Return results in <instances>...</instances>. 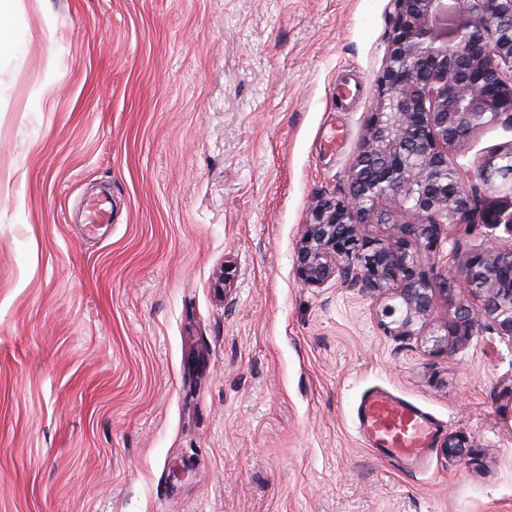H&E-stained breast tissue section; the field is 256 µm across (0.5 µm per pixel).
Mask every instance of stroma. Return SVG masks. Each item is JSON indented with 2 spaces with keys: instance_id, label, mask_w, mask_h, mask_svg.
I'll use <instances>...</instances> for the list:
<instances>
[{
  "instance_id": "1",
  "label": "stroma",
  "mask_w": 512,
  "mask_h": 512,
  "mask_svg": "<svg viewBox=\"0 0 512 512\" xmlns=\"http://www.w3.org/2000/svg\"><path fill=\"white\" fill-rule=\"evenodd\" d=\"M0 26V512H512V338L386 333L294 255L366 132L391 0H10ZM512 144L476 132L463 168ZM112 220L88 228V199ZM512 245L461 225L425 268ZM385 394L424 466L367 446ZM466 434L477 463L448 457ZM360 421L369 442L394 458H417L429 445V429L415 408L385 396L368 398Z\"/></svg>"
}]
</instances>
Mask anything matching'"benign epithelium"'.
<instances>
[{
    "mask_svg": "<svg viewBox=\"0 0 512 512\" xmlns=\"http://www.w3.org/2000/svg\"><path fill=\"white\" fill-rule=\"evenodd\" d=\"M394 12L377 100L339 196L323 197L304 225L295 272L307 288L357 264L355 281L382 302L392 336H418L429 354L450 356L486 324L512 338V246L466 255L450 273L427 271L421 252L438 250L448 224H506L512 203L474 196V180L512 191V145L477 165L450 159L475 132L512 125V0H393ZM387 225L393 240L365 234ZM454 306L435 323L437 296ZM445 454L474 459L462 433Z\"/></svg>",
    "mask_w": 512,
    "mask_h": 512,
    "instance_id": "7a95c632",
    "label": "benign epithelium"
}]
</instances>
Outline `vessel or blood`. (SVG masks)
<instances>
[{
	"label": "vessel or blood",
	"mask_w": 512,
	"mask_h": 512,
	"mask_svg": "<svg viewBox=\"0 0 512 512\" xmlns=\"http://www.w3.org/2000/svg\"><path fill=\"white\" fill-rule=\"evenodd\" d=\"M360 421L374 447L386 449L392 457L416 458L429 445L430 432L415 408L375 395L361 406Z\"/></svg>",
	"instance_id": "obj_1"
}]
</instances>
